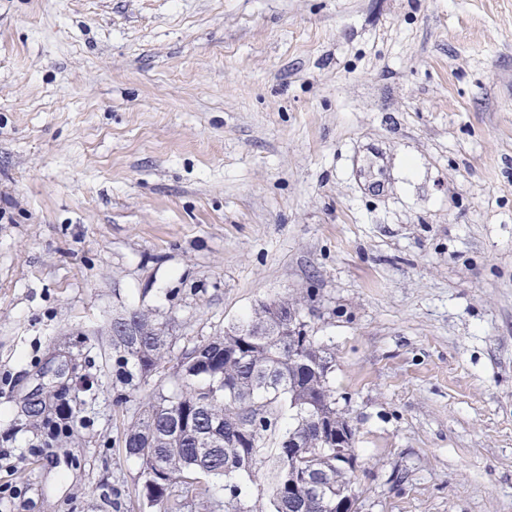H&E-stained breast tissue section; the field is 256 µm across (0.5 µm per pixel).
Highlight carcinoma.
I'll list each match as a JSON object with an SVG mask.
<instances>
[{"mask_svg":"<svg viewBox=\"0 0 512 512\" xmlns=\"http://www.w3.org/2000/svg\"><path fill=\"white\" fill-rule=\"evenodd\" d=\"M292 312L289 324L274 307ZM304 300H274L224 335L200 340L173 356L169 328L144 309L112 316L115 404L130 402L139 383L166 374L176 390L133 413L122 433L126 456L140 463L137 501L157 512H325L352 495L353 473L336 463V443L354 432L330 384L332 357L309 334ZM132 325L136 336L117 332ZM48 429V442L68 439L76 415L62 420L43 409L28 415ZM305 453L288 457V444ZM324 473L323 498L289 492L299 468ZM221 482L223 498L213 496Z\"/></svg>","mask_w":512,"mask_h":512,"instance_id":"cac0c4a2","label":"carcinoma"}]
</instances>
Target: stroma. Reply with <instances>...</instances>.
Here are the masks:
<instances>
[{
    "instance_id": "obj_1",
    "label": "stroma",
    "mask_w": 512,
    "mask_h": 512,
    "mask_svg": "<svg viewBox=\"0 0 512 512\" xmlns=\"http://www.w3.org/2000/svg\"><path fill=\"white\" fill-rule=\"evenodd\" d=\"M306 295L360 512H512V0H0V512L134 491L113 313ZM76 369L77 366L75 363L61 360L58 361L51 370L47 368L45 372L41 373L39 378L40 382L31 391H29L25 399L24 413L28 415L29 409L31 407H41V404L45 401L44 390L50 387L47 384L53 385L55 389L59 391L64 390L65 383H59L53 380L48 381V383L44 382L43 379L46 375L51 373L52 379H61L63 377L71 378L73 374H75ZM60 405L61 403L58 405V407ZM57 408L51 414H48V412L45 413V410L42 408L37 410L35 413L28 415V418L32 424L42 426L44 429H48L47 435L49 443L58 442L62 439H69L74 433V422L78 417L73 411L70 419L65 421L61 420L58 416Z\"/></svg>"
}]
</instances>
